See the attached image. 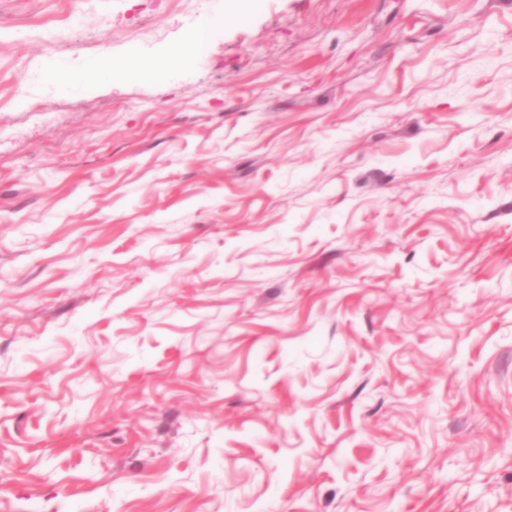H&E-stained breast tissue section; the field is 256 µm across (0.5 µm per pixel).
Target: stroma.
Masks as SVG:
<instances>
[{"label": "stroma", "mask_w": 512, "mask_h": 512, "mask_svg": "<svg viewBox=\"0 0 512 512\" xmlns=\"http://www.w3.org/2000/svg\"><path fill=\"white\" fill-rule=\"evenodd\" d=\"M240 3L0 0V512H512V0Z\"/></svg>", "instance_id": "obj_1"}]
</instances>
